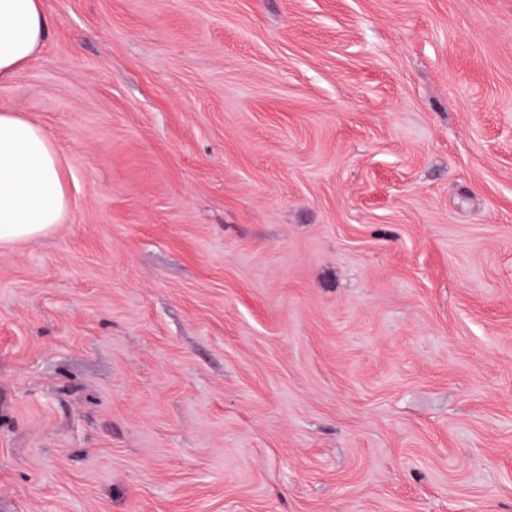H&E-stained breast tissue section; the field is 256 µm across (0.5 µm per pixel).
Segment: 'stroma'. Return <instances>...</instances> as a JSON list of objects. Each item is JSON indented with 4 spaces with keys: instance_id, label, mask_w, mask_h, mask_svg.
I'll return each mask as SVG.
<instances>
[{
    "instance_id": "stroma-1",
    "label": "stroma",
    "mask_w": 512,
    "mask_h": 512,
    "mask_svg": "<svg viewBox=\"0 0 512 512\" xmlns=\"http://www.w3.org/2000/svg\"><path fill=\"white\" fill-rule=\"evenodd\" d=\"M44 7L0 512H512V0Z\"/></svg>"
}]
</instances>
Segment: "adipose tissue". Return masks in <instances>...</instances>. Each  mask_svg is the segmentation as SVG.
Returning <instances> with one entry per match:
<instances>
[{
  "label": "adipose tissue",
  "mask_w": 512,
  "mask_h": 512,
  "mask_svg": "<svg viewBox=\"0 0 512 512\" xmlns=\"http://www.w3.org/2000/svg\"><path fill=\"white\" fill-rule=\"evenodd\" d=\"M49 27L43 0H0V82L35 57ZM67 207L50 135L15 113H0V245L42 237L61 222Z\"/></svg>",
  "instance_id": "1"
}]
</instances>
